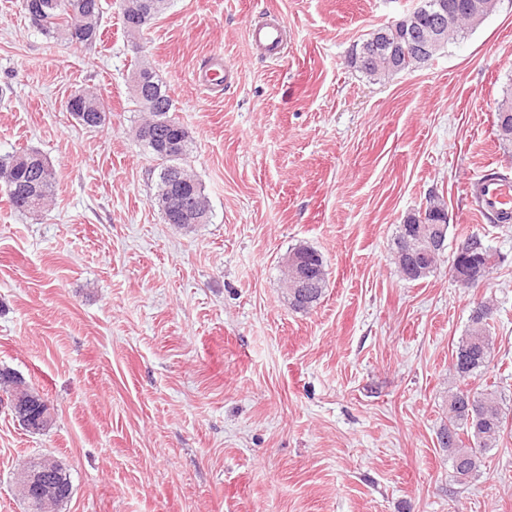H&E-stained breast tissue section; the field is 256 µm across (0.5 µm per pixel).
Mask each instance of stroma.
Here are the masks:
<instances>
[{
	"label": "stroma",
	"instance_id": "1",
	"mask_svg": "<svg viewBox=\"0 0 512 512\" xmlns=\"http://www.w3.org/2000/svg\"><path fill=\"white\" fill-rule=\"evenodd\" d=\"M100 44L47 39L0 0V155L34 148L57 185L38 218L0 192V370L49 403L34 434L0 393V512H26L22 461L71 475L59 512H512V223L478 215L472 186L512 176L495 107L512 94V0L431 61L388 81L349 63L417 0H170L139 43L101 0ZM275 14L267 61L249 21ZM194 144L210 223L180 229L151 203L156 162L136 140L140 57ZM236 79L208 94L211 57ZM102 96L105 127L66 110ZM443 196L448 244L475 231L501 258L480 288L447 259L411 282L391 256L407 215ZM320 253L321 299L295 310L280 261ZM496 308L504 440L458 485L438 433L448 368L477 302ZM247 32L252 48L261 57L277 60L287 51V29L277 20L249 22Z\"/></svg>",
	"mask_w": 512,
	"mask_h": 512
}]
</instances>
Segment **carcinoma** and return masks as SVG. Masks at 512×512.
I'll use <instances>...</instances> for the list:
<instances>
[{
    "instance_id": "cac0c4a2",
    "label": "carcinoma",
    "mask_w": 512,
    "mask_h": 512,
    "mask_svg": "<svg viewBox=\"0 0 512 512\" xmlns=\"http://www.w3.org/2000/svg\"><path fill=\"white\" fill-rule=\"evenodd\" d=\"M495 0H446L444 31L437 47L426 52V58L415 59L399 66H390L383 61L368 67H357L365 76L381 80L392 78L402 72L419 68L427 60L456 39L465 29L479 23L494 7ZM167 8V0H142L139 8L122 15L125 34L140 36L144 28ZM21 9L26 17L37 14L36 29L56 42L92 46L101 41L102 5L100 0H21ZM378 31L385 33L391 43L406 40L409 30L404 24L384 25ZM135 72L145 78L141 87L132 90L139 111L146 113L143 124L152 127V136L137 139L158 161V181L152 204L158 208L164 219H169L167 206L171 186L180 181L189 187L203 207L204 222H209L211 210L205 189L191 172L188 158L192 152V139L183 125L172 120L175 104L166 86L157 78L152 68L141 62ZM497 120L512 129V97L506 96L497 103ZM73 118L86 128H100L106 125L108 113L101 97L84 93L81 106L70 110ZM175 142L178 149L165 151L163 142ZM56 172L48 160L36 149H26L0 158V187L3 188L10 207L23 214L35 215L51 201ZM471 245V257L482 267L493 272L499 263V256L483 243L479 233L472 232L463 239ZM318 287L307 289L299 310L314 305L326 286V270L318 271ZM493 308L479 302L473 308L465 336L461 337L452 357L450 370L462 385L448 392V424L441 429L438 440L448 449L453 477L460 484L466 483L480 466L483 454L495 447L503 433L507 414L503 408L499 386L493 384L481 391L469 388L467 380L482 373L493 360L491 320ZM46 471L45 477L57 489L56 503L66 500L72 491L70 474L58 461L42 457L31 460Z\"/></svg>"
}]
</instances>
